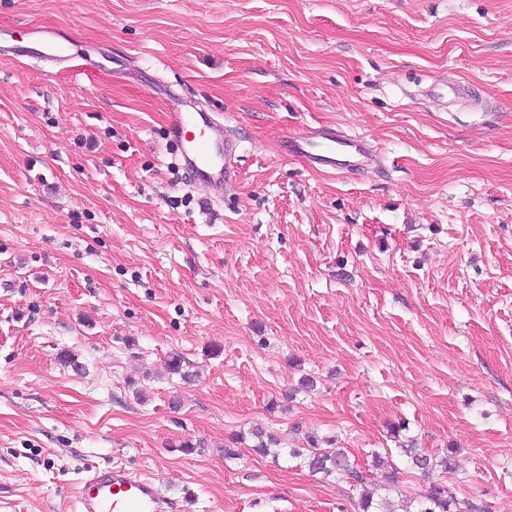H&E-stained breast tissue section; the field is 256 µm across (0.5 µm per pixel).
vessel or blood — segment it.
Returning <instances> with one entry per match:
<instances>
[{"label": "vessel or blood", "instance_id": "vessel-or-blood-1", "mask_svg": "<svg viewBox=\"0 0 512 512\" xmlns=\"http://www.w3.org/2000/svg\"><path fill=\"white\" fill-rule=\"evenodd\" d=\"M39 55L59 64L67 61V40L55 30L42 31ZM169 136L181 142V166L196 184L220 197L238 176V140L212 113L189 101H171ZM284 156L302 159L321 172L356 171L367 165L372 145L363 137L332 126L303 128L279 143ZM79 512H184L180 501L163 489L159 478L115 465L88 474L76 494Z\"/></svg>", "mask_w": 512, "mask_h": 512}]
</instances>
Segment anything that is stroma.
Here are the masks:
<instances>
[{
    "label": "stroma",
    "instance_id": "35a3bbf8",
    "mask_svg": "<svg viewBox=\"0 0 512 512\" xmlns=\"http://www.w3.org/2000/svg\"><path fill=\"white\" fill-rule=\"evenodd\" d=\"M171 92L241 140L222 197ZM319 125L373 161L278 153ZM258 425L279 459L236 444ZM310 432L512 512V0H0V512H76L116 464L186 512H360L288 456ZM40 47L38 50L42 60L59 64L68 60L67 45L69 39L59 35L54 29L41 32ZM279 151L283 156L302 159L316 171L329 173L358 171L374 152L365 138L336 126L299 129L280 141ZM401 449L407 458V466L410 469L423 474L428 473L437 467L446 471L451 465L448 456L438 458L437 456H433L423 451L417 452L412 450V448Z\"/></svg>",
    "mask_w": 512,
    "mask_h": 512
}]
</instances>
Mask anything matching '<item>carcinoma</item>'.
<instances>
[{"label":"carcinoma","instance_id":"cac0c4a2","mask_svg":"<svg viewBox=\"0 0 512 512\" xmlns=\"http://www.w3.org/2000/svg\"><path fill=\"white\" fill-rule=\"evenodd\" d=\"M255 439L253 451L264 456L278 458L280 449L278 439L265 429L257 426L251 430ZM322 439L316 435L308 436V447L292 448L288 455L300 460V466L314 475L324 478L341 479L357 488L372 487L362 494L359 502L361 512H397L393 506L391 493L397 488V471L388 456L379 452L371 454V464L360 467L351 461L347 450L343 448H323ZM407 466L420 473H428L439 467L448 470L450 461L447 457L438 458L426 452H417L410 448L403 449ZM403 512H474L472 504L457 499L454 493L442 486L433 485L417 499L406 503Z\"/></svg>","mask_w":512,"mask_h":512}]
</instances>
